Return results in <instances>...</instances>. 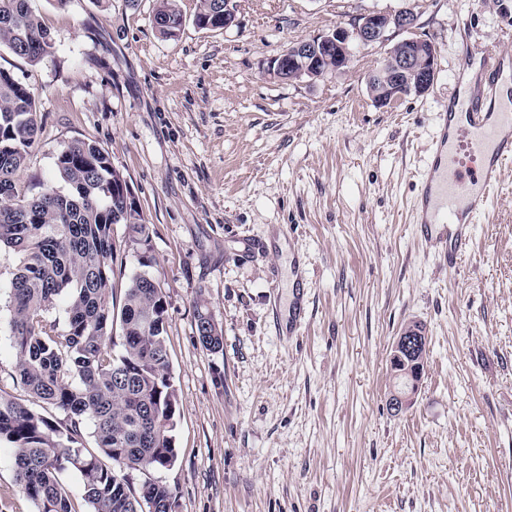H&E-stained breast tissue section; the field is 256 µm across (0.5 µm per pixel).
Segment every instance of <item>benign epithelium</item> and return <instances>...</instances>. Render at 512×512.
<instances>
[{"instance_id":"benign-epithelium-1","label":"benign epithelium","mask_w":512,"mask_h":512,"mask_svg":"<svg viewBox=\"0 0 512 512\" xmlns=\"http://www.w3.org/2000/svg\"><path fill=\"white\" fill-rule=\"evenodd\" d=\"M418 14L412 9L369 11L347 26L338 25L331 31L302 40L272 58L268 70L283 81L315 80L348 67L353 48L369 46L387 40L391 31H411L416 27ZM438 51L435 44L418 36L404 38L389 51L374 71L388 96L377 100L381 107L399 100L396 90L408 84L417 95L426 94L437 74ZM420 339L402 332L392 346V357L419 360Z\"/></svg>"}]
</instances>
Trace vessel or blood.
Returning a JSON list of instances; mask_svg holds the SVG:
<instances>
[{"instance_id": "1", "label": "vessel or blood", "mask_w": 512, "mask_h": 512, "mask_svg": "<svg viewBox=\"0 0 512 512\" xmlns=\"http://www.w3.org/2000/svg\"><path fill=\"white\" fill-rule=\"evenodd\" d=\"M458 56L478 60L479 72L466 95L453 97L436 114L414 208L431 243L453 257L470 245L512 164V74L505 72L512 60L494 42L477 53L461 46Z\"/></svg>"}]
</instances>
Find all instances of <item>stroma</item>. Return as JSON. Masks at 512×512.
Here are the masks:
<instances>
[{"label":"stroma","instance_id":"obj_1","mask_svg":"<svg viewBox=\"0 0 512 512\" xmlns=\"http://www.w3.org/2000/svg\"><path fill=\"white\" fill-rule=\"evenodd\" d=\"M237 4L238 26L209 31L193 21L196 0H180L185 22L165 37L157 0H30L55 53L33 66L0 47V68L38 98L30 192L54 185L65 146L91 139L152 228L178 457L127 470L132 490L166 483L176 512H512V168L455 267L412 222L458 47L512 50V0H418L437 78L389 108L367 80L400 34L314 81H282L267 63L402 0ZM16 264L0 252V391L23 400L7 326ZM299 301L306 320L289 337ZM200 305L222 352L197 340ZM411 320L427 356L395 414L390 352ZM0 512H34L4 444Z\"/></svg>","mask_w":512,"mask_h":512}]
</instances>
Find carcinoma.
I'll use <instances>...</instances> for the list:
<instances>
[{"label":"carcinoma","mask_w":512,"mask_h":512,"mask_svg":"<svg viewBox=\"0 0 512 512\" xmlns=\"http://www.w3.org/2000/svg\"><path fill=\"white\" fill-rule=\"evenodd\" d=\"M158 31L172 37L184 23L178 0H159ZM194 22L224 28L220 0H197ZM0 45L35 66L55 42L29 0H0ZM33 89L0 68V247L19 265L10 281L9 330L20 382L49 416L0 394V443L11 449L16 483L35 512H75L63 473H77L88 512H175L176 490L148 479L134 494L118 466L168 468L177 458V394L166 343V300L155 274L150 225L109 152L76 140L55 158L63 189L28 195L20 183L38 135ZM125 227L124 241L113 225ZM140 249L139 270L116 306L114 263L122 247ZM63 305V329L45 315ZM200 344L223 349L208 309L196 308ZM121 352L113 355L114 327ZM91 427L95 447L86 446Z\"/></svg>","instance_id":"carcinoma-1"}]
</instances>
